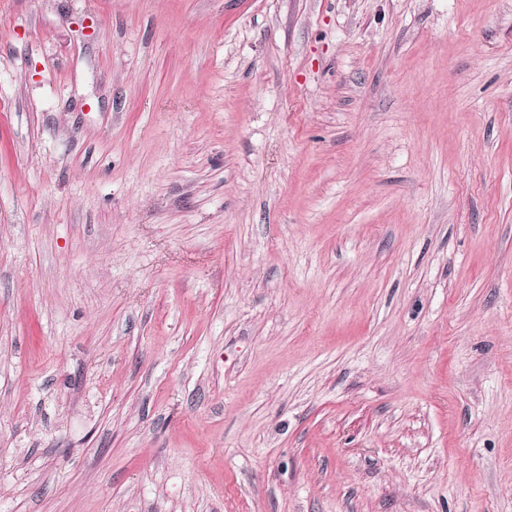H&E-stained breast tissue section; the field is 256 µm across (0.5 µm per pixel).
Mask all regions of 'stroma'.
<instances>
[{"mask_svg":"<svg viewBox=\"0 0 512 512\" xmlns=\"http://www.w3.org/2000/svg\"><path fill=\"white\" fill-rule=\"evenodd\" d=\"M0 512H512V0H0Z\"/></svg>","mask_w":512,"mask_h":512,"instance_id":"stroma-1","label":"stroma"}]
</instances>
